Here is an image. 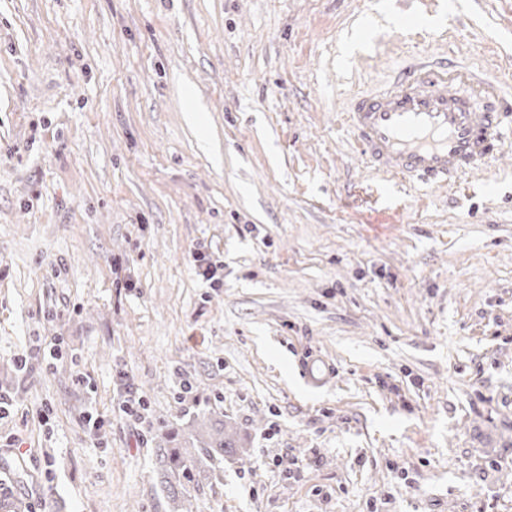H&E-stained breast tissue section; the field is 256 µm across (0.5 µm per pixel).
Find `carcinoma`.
I'll list each match as a JSON object with an SVG mask.
<instances>
[{
    "instance_id": "obj_1",
    "label": "carcinoma",
    "mask_w": 512,
    "mask_h": 512,
    "mask_svg": "<svg viewBox=\"0 0 512 512\" xmlns=\"http://www.w3.org/2000/svg\"><path fill=\"white\" fill-rule=\"evenodd\" d=\"M203 440L195 444L182 439L179 434H161L156 445V460L161 483L170 494L174 512H192V503L186 495L179 494L181 480H191L193 472L207 459H222L224 453L236 449L234 434L226 432L224 422L207 416L200 417Z\"/></svg>"
}]
</instances>
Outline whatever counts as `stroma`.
<instances>
[{
	"instance_id": "35a3bbf8",
	"label": "stroma",
	"mask_w": 512,
	"mask_h": 512,
	"mask_svg": "<svg viewBox=\"0 0 512 512\" xmlns=\"http://www.w3.org/2000/svg\"><path fill=\"white\" fill-rule=\"evenodd\" d=\"M421 51L512 89V0H0V495L171 512L210 411L194 512H512V154L392 188L342 123ZM199 420L204 437L203 440L196 439L199 444L182 439L178 433L166 432L161 434L156 445L161 483L172 498L174 512H192L191 501L183 492L178 491V487L182 486L181 479L190 481L193 472L204 460L224 459V451L229 452L237 447L234 434L226 432L224 421H213L205 415ZM164 443H174L175 446L169 448Z\"/></svg>"
}]
</instances>
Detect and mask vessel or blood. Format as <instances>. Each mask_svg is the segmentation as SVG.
I'll return each instance as SVG.
<instances>
[{
	"instance_id": "b4317fda",
	"label": "vessel or blood",
	"mask_w": 512,
	"mask_h": 512,
	"mask_svg": "<svg viewBox=\"0 0 512 512\" xmlns=\"http://www.w3.org/2000/svg\"><path fill=\"white\" fill-rule=\"evenodd\" d=\"M512 101L493 75H451L419 54L405 71L353 97L347 123L366 167L410 185L445 186L512 151Z\"/></svg>"
}]
</instances>
